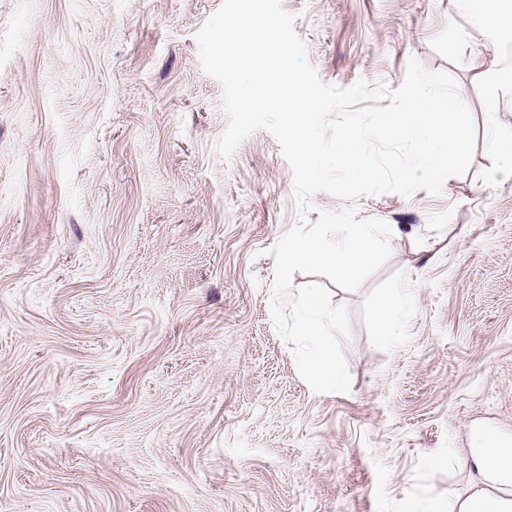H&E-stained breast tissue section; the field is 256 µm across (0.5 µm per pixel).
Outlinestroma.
Here are the masks:
<instances>
[{"label": "stroma", "mask_w": 512, "mask_h": 512, "mask_svg": "<svg viewBox=\"0 0 512 512\" xmlns=\"http://www.w3.org/2000/svg\"><path fill=\"white\" fill-rule=\"evenodd\" d=\"M221 3L0 0V512H456L479 437L512 445V0L483 25L459 0H282L325 83L395 89L414 58L477 130L440 195L356 202L393 237L330 288L345 393L313 392L271 320L289 163L263 129L215 152L195 34ZM407 315V299L403 295H396L387 300L379 310L380 338L391 340L397 336Z\"/></svg>", "instance_id": "35a3bbf8"}]
</instances>
